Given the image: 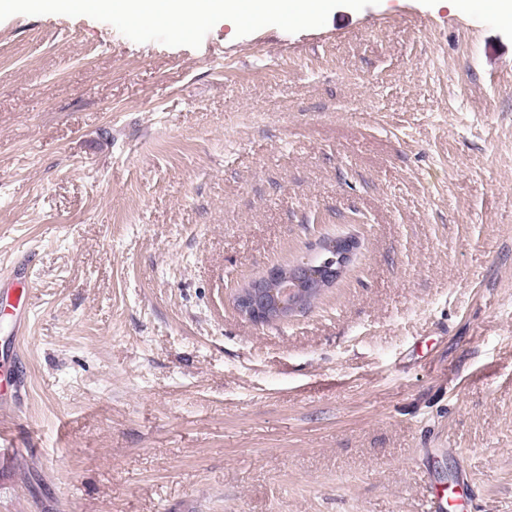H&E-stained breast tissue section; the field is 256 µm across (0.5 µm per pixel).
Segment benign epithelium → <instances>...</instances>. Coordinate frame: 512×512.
<instances>
[{"label": "benign epithelium", "mask_w": 512, "mask_h": 512, "mask_svg": "<svg viewBox=\"0 0 512 512\" xmlns=\"http://www.w3.org/2000/svg\"><path fill=\"white\" fill-rule=\"evenodd\" d=\"M323 288L319 268L303 259L283 275L272 267L259 279L238 289L233 297L235 309L248 320L260 325L283 322L304 308V289Z\"/></svg>", "instance_id": "benign-epithelium-1"}]
</instances>
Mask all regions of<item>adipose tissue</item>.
Returning <instances> with one entry per match:
<instances>
[{
    "instance_id": "obj_1",
    "label": "adipose tissue",
    "mask_w": 512,
    "mask_h": 512,
    "mask_svg": "<svg viewBox=\"0 0 512 512\" xmlns=\"http://www.w3.org/2000/svg\"><path fill=\"white\" fill-rule=\"evenodd\" d=\"M51 12L93 13L106 11L124 18L131 25L149 17L165 26L176 37L194 32L200 21L216 16L235 19L242 25L274 19L297 23L320 15L329 0H34Z\"/></svg>"
}]
</instances>
